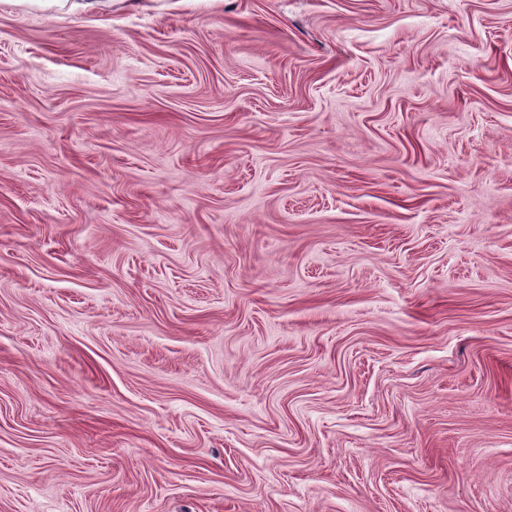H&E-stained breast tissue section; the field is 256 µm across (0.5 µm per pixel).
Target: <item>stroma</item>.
I'll list each match as a JSON object with an SVG mask.
<instances>
[{"instance_id": "stroma-1", "label": "stroma", "mask_w": 512, "mask_h": 512, "mask_svg": "<svg viewBox=\"0 0 512 512\" xmlns=\"http://www.w3.org/2000/svg\"><path fill=\"white\" fill-rule=\"evenodd\" d=\"M0 512H512V0H0ZM16 5H38L55 8L67 13H85L103 8H110L112 4L124 0H12Z\"/></svg>"}]
</instances>
